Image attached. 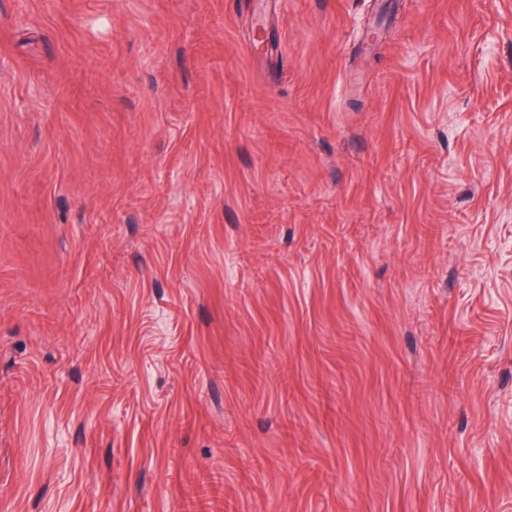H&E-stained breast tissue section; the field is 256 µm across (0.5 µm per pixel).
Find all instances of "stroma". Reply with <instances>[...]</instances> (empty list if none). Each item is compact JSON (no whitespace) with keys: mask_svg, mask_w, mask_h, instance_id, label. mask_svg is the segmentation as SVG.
Masks as SVG:
<instances>
[{"mask_svg":"<svg viewBox=\"0 0 512 512\" xmlns=\"http://www.w3.org/2000/svg\"><path fill=\"white\" fill-rule=\"evenodd\" d=\"M0 0V512H512V0Z\"/></svg>","mask_w":512,"mask_h":512,"instance_id":"1","label":"stroma"}]
</instances>
